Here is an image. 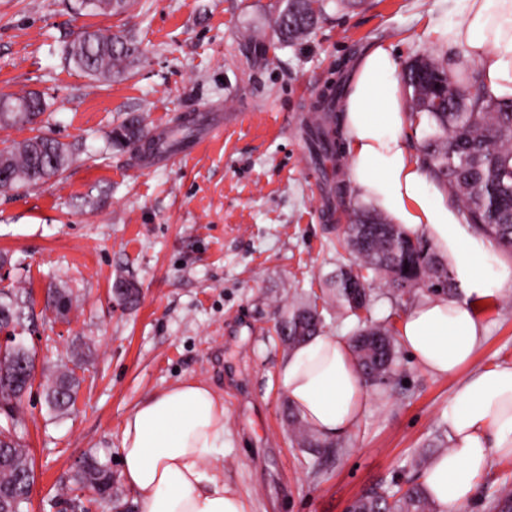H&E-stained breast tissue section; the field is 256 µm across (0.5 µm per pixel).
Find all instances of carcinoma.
Here are the masks:
<instances>
[{"mask_svg": "<svg viewBox=\"0 0 512 512\" xmlns=\"http://www.w3.org/2000/svg\"><path fill=\"white\" fill-rule=\"evenodd\" d=\"M325 0H286L285 8L274 22L280 41H289L311 33L324 13ZM130 0H78L86 15H117ZM66 59L82 74L109 80L141 54L138 43L123 34L105 35L98 31L80 32L64 49ZM402 83L409 95L412 112L427 116L431 132L421 144V152L435 177L449 186L462 206L466 223L499 248L512 253V100L501 101L484 91L474 74H461L448 67V60L430 56L414 58L404 68ZM338 85L329 100L321 103L323 114L311 117L305 125L306 140L313 156L325 159L335 152L330 124L336 102L344 95ZM30 94L0 102V127L28 124L46 109L44 100L29 109ZM180 123L171 137L163 139L145 131L141 121L132 118L113 133L119 142L133 146L140 155L182 144ZM69 161L67 146L43 135L33 136L10 148L0 150V166L10 176L0 177V188L21 189L44 183L60 175ZM344 243L360 255L359 267L386 279L389 293L403 297L417 288L434 296L451 294L456 282L448 270L417 238L391 224L380 213L363 207L352 209L343 236ZM364 278L363 274L354 276ZM353 276L339 269L334 281L336 298L349 310L369 309L371 295L352 287ZM8 312L5 323L25 329L29 321L26 301L18 291L0 290V313ZM290 333L288 346L296 347L318 334L323 325L316 302L293 305L288 309ZM351 348L361 370H369L371 380L385 378L397 359L390 327L375 323L360 328L351 338ZM20 360V350L7 345L0 350V509L3 512H28L30 493L24 487L35 482L29 450L19 443L25 427L21 417L24 397L18 389L4 384ZM60 358L54 377L45 387L46 403L57 414L69 412L75 405L80 381L68 363ZM296 436L309 448H327L307 425L292 418ZM93 482L107 498H112L111 468L95 455L83 460V468L72 477L66 493L70 512H88L77 491ZM358 512H431V502L418 484H410L397 495L373 490L354 504Z\"/></svg>", "mask_w": 512, "mask_h": 512, "instance_id": "1", "label": "carcinoma"}]
</instances>
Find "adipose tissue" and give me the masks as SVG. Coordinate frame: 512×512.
I'll return each instance as SVG.
<instances>
[{
	"label": "adipose tissue",
	"mask_w": 512,
	"mask_h": 512,
	"mask_svg": "<svg viewBox=\"0 0 512 512\" xmlns=\"http://www.w3.org/2000/svg\"><path fill=\"white\" fill-rule=\"evenodd\" d=\"M439 27L448 53L463 51L492 95L512 97V0H459ZM395 47L380 42L356 59L340 114L341 154L353 194L412 237L427 241L456 280V296L423 300L398 334L420 366L448 377L469 367L484 341L477 302L512 293V267L464 221L447 185L414 148L421 121L408 112ZM280 383L292 407L321 439L348 435L370 408L343 336L319 334L289 354ZM448 449L421 485L437 512H468L476 479L496 456L512 455V364L471 370L455 387L445 417ZM121 473L139 512H250L224 480V401L195 379L151 393L125 416Z\"/></svg>",
	"instance_id": "1"
}]
</instances>
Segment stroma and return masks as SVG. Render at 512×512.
<instances>
[{"label": "stroma", "instance_id": "stroma-1", "mask_svg": "<svg viewBox=\"0 0 512 512\" xmlns=\"http://www.w3.org/2000/svg\"><path fill=\"white\" fill-rule=\"evenodd\" d=\"M285 3L135 0L109 17L79 13L76 0H0V97L30 91L48 104L35 128H0V149L37 129L73 151L61 178L0 191V254L11 259L0 289L28 293L38 334V378L22 403L30 512H60L56 493L89 453L110 460L113 495L135 507L118 460L122 421L183 379L223 397L224 480L251 512H345L371 487L421 480L423 449L447 450L442 416L457 380L429 374L403 348L333 452L303 447L279 379L289 351L272 335L291 304L312 298L324 334L356 329L331 283L356 261L338 244V217L357 198L328 202L348 170L316 161L304 127L322 91L376 43L393 44L403 64L443 59L436 29L450 0H328L312 34L281 44L272 25ZM84 27L133 37L141 57L109 81L83 76L63 47ZM201 110L228 116L224 134L177 164L144 167L112 140L127 119L151 130ZM121 282L139 289L137 303L117 292ZM55 288L73 296L67 316L48 303ZM480 317L474 367L512 363V296L490 299ZM80 346L75 409L50 414L43 378ZM510 492L512 457L493 458L469 512H502Z\"/></svg>", "mask_w": 512, "mask_h": 512}]
</instances>
